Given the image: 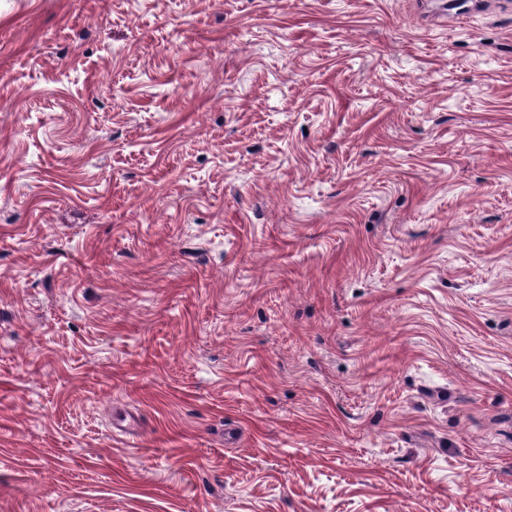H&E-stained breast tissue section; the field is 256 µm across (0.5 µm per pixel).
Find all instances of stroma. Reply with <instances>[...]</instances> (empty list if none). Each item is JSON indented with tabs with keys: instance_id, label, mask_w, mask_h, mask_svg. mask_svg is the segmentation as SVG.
<instances>
[{
	"instance_id": "1",
	"label": "stroma",
	"mask_w": 512,
	"mask_h": 512,
	"mask_svg": "<svg viewBox=\"0 0 512 512\" xmlns=\"http://www.w3.org/2000/svg\"><path fill=\"white\" fill-rule=\"evenodd\" d=\"M0 512H512V0H0Z\"/></svg>"
}]
</instances>
